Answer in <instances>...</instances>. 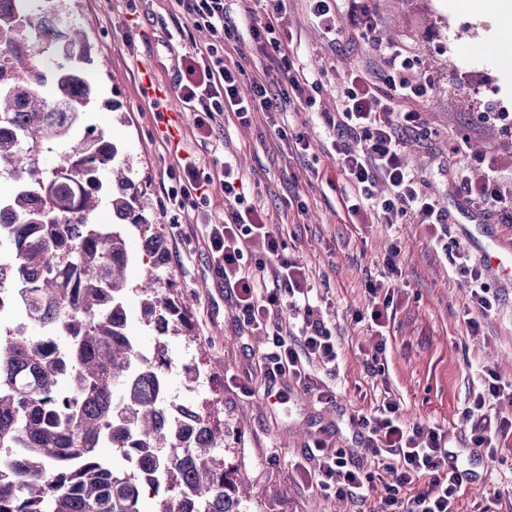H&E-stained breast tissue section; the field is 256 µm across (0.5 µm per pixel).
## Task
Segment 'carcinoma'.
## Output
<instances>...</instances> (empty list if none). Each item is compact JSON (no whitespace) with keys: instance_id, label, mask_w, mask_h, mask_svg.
Listing matches in <instances>:
<instances>
[{"instance_id":"1","label":"carcinoma","mask_w":512,"mask_h":512,"mask_svg":"<svg viewBox=\"0 0 512 512\" xmlns=\"http://www.w3.org/2000/svg\"><path fill=\"white\" fill-rule=\"evenodd\" d=\"M0 0V290L21 320L0 335V512H243L248 477L218 454L224 428L168 400L165 337L187 308L164 287L167 247L112 138L85 124L97 90L85 34L64 0ZM64 147L53 168L43 154ZM112 212L101 224L96 214ZM144 239L135 285L142 353L131 331L127 249ZM111 448L132 472L106 462ZM175 492L158 497L160 487ZM126 307L131 324L133 325L142 351L151 352L154 349L155 336L140 322V303L136 291L126 298Z\"/></svg>"}]
</instances>
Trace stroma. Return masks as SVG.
I'll return each mask as SVG.
<instances>
[{"label": "stroma", "instance_id": "35a3bbf8", "mask_svg": "<svg viewBox=\"0 0 512 512\" xmlns=\"http://www.w3.org/2000/svg\"><path fill=\"white\" fill-rule=\"evenodd\" d=\"M377 34L410 46L421 71L434 78V98L416 104L422 133L407 142V157L436 190L450 212L461 219L470 204L452 183L457 159L448 154V135L468 134L472 152L502 155L512 167V138L504 135L495 112L512 113V65L500 63L504 22L486 0H370ZM87 35L94 60L91 74L98 97L89 123L106 130L133 164V177L144 193L151 221L160 228L168 250L165 276L174 293L189 300L187 334L171 335L167 348L174 366L167 374L168 395L178 403L203 408L219 400L227 432L225 458L245 472L251 493L245 512H357L355 506L321 496L303 482L293 463L316 436L338 448L351 446L349 414L371 408L379 385L400 398L411 423L457 427L460 412L479 382L476 371L488 367L502 383H512V284L489 277L500 295L496 313L482 319L480 335H467L463 323L467 299L463 278L426 226L349 223L341 206L343 180L328 156L331 139L322 112L336 109V88L352 68L377 71L379 57L365 44L331 42L315 25L308 0H288L283 18L294 35V52L304 67L321 72L326 89L312 112L288 113L290 129L306 133L312 151L299 154L281 140L273 126L278 116L256 112L249 125L225 114L224 128L201 142L192 112L184 114L180 145L171 147L158 131L154 103L142 95L144 82L165 92L181 108L174 87V62L193 47L214 43L212 33L186 21L184 41L169 39L175 0H66ZM133 41H126V34ZM488 118L477 121L478 113ZM215 167L225 154L235 156L248 176L245 204L260 207L267 224L286 232L287 256L309 271L315 303L342 344L340 368H311L313 378L335 391L337 402L325 405L312 392L291 383L278 384L268 397L247 376L265 347L260 336L244 332L233 301L216 278L205 239L206 221L224 217V192L213 186L200 208L180 213L163 187L175 152ZM402 246V275L394 289V316L383 354L375 352L371 331L352 319L372 298L366 281L384 273L383 258L393 239ZM384 376H371L372 360ZM198 367L187 383L184 366ZM250 392H243V384ZM484 481L460 492L457 512H507L512 504V437Z\"/></svg>", "mask_w": 512, "mask_h": 512}]
</instances>
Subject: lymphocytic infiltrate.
Returning a JSON list of instances; mask_svg holds the SVG:
<instances>
[{"instance_id": "obj_1", "label": "lymphocytic infiltrate", "mask_w": 512, "mask_h": 512, "mask_svg": "<svg viewBox=\"0 0 512 512\" xmlns=\"http://www.w3.org/2000/svg\"><path fill=\"white\" fill-rule=\"evenodd\" d=\"M287 0H241L238 21H230L224 0H176L178 16L169 39L184 40L183 19L204 24L213 33L233 39L234 50L256 51L263 67L251 81H244L240 63H227L224 52L211 45L178 57L174 88L195 115L194 127L201 139L213 137L225 113L239 123H249L255 109L278 113L314 111L325 85L305 73L291 58L293 37L280 24ZM316 25L330 41L345 38L365 41L379 57L383 73L372 77L350 72L344 79L335 112L323 115L331 138V155L341 172L347 192L344 206L358 223L423 224L437 241L448 239V211L429 191L422 176L405 161L404 137L416 131L421 116L415 104L435 94L433 78L421 72L417 55L401 43L376 37V14L368 0H309ZM346 14L350 30L336 23ZM448 150L460 159L452 172L458 193L480 213L498 212L512 219V192L505 184L511 175L495 157L472 154L469 138L452 135ZM167 176L172 185L169 200L180 209L196 208L212 184L224 188L229 209L222 221L208 224L207 247L215 260L214 272L229 291L241 328L265 337L267 348L259 362L266 391L276 382L288 381L315 391L319 402H335L334 392L316 389L311 364L336 371L342 354L324 319L311 303L313 284L309 272L286 256L287 241L266 224L260 209L247 206L239 191L245 179L233 158H225L219 170L178 158ZM389 191L375 195L377 181ZM398 244L385 257L386 277L369 281L367 291L376 301L353 315L355 322L374 332L375 349L384 352L393 317L391 279L401 274ZM449 258L464 277L471 317L465 323L470 335L481 332L480 320L495 313L499 295L486 282L481 264L472 262L461 248ZM481 387L474 392L459 420L470 428L468 442L474 452L495 459L503 438L512 435V384L501 383L496 372H478ZM348 426L355 441L351 448H328L324 439L308 444L307 464L301 472L311 488L339 501L366 505L367 512H454L462 482L448 468L455 437L438 424H407L404 406L390 392H382L367 413H354Z\"/></svg>"}]
</instances>
